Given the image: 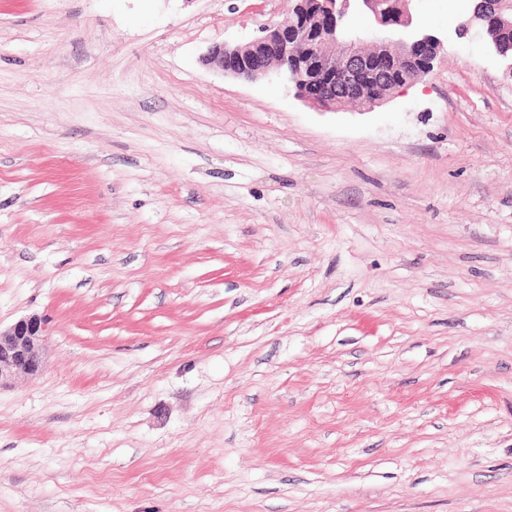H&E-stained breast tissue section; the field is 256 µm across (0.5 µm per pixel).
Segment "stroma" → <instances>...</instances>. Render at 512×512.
Here are the masks:
<instances>
[{
	"mask_svg": "<svg viewBox=\"0 0 512 512\" xmlns=\"http://www.w3.org/2000/svg\"><path fill=\"white\" fill-rule=\"evenodd\" d=\"M325 112L204 55L288 0H0V512H512V72ZM46 336V320L37 315L20 319L5 331L0 328V387L17 373L36 376L43 371Z\"/></svg>",
	"mask_w": 512,
	"mask_h": 512,
	"instance_id": "1",
	"label": "stroma"
}]
</instances>
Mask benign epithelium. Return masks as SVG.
Returning a JSON list of instances; mask_svg holds the SVG:
<instances>
[{
    "label": "benign epithelium",
    "mask_w": 512,
    "mask_h": 512,
    "mask_svg": "<svg viewBox=\"0 0 512 512\" xmlns=\"http://www.w3.org/2000/svg\"><path fill=\"white\" fill-rule=\"evenodd\" d=\"M417 0H289L288 17L263 25L244 44L216 45L206 62L245 81L273 72L293 81L297 97L329 111L360 103L368 108L410 87L434 68L442 40L419 27ZM458 34L485 33L512 61V0H468ZM366 14V31L353 23ZM47 323L32 315L0 330V385L17 373L40 374Z\"/></svg>",
    "instance_id": "1"
}]
</instances>
